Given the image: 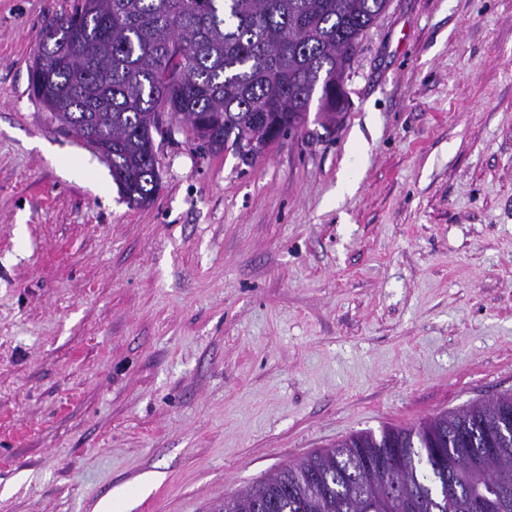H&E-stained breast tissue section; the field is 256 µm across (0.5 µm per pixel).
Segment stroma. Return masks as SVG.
I'll return each instance as SVG.
<instances>
[{
	"label": "stroma",
	"instance_id": "1",
	"mask_svg": "<svg viewBox=\"0 0 512 512\" xmlns=\"http://www.w3.org/2000/svg\"><path fill=\"white\" fill-rule=\"evenodd\" d=\"M69 4L0 0V512H213L512 393V0H390L335 123L156 136L143 206L31 94Z\"/></svg>",
	"mask_w": 512,
	"mask_h": 512
}]
</instances>
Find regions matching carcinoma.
<instances>
[{
	"instance_id": "obj_1",
	"label": "carcinoma",
	"mask_w": 512,
	"mask_h": 512,
	"mask_svg": "<svg viewBox=\"0 0 512 512\" xmlns=\"http://www.w3.org/2000/svg\"><path fill=\"white\" fill-rule=\"evenodd\" d=\"M390 0H71L39 39L30 90L49 111L70 112L106 148L112 179L145 205L158 184L149 116L201 150L281 136L310 110L336 112L361 39ZM512 433V393L444 411L417 426L361 431L286 465L233 495L232 512H378L390 470L406 512H512V453L491 451Z\"/></svg>"
}]
</instances>
